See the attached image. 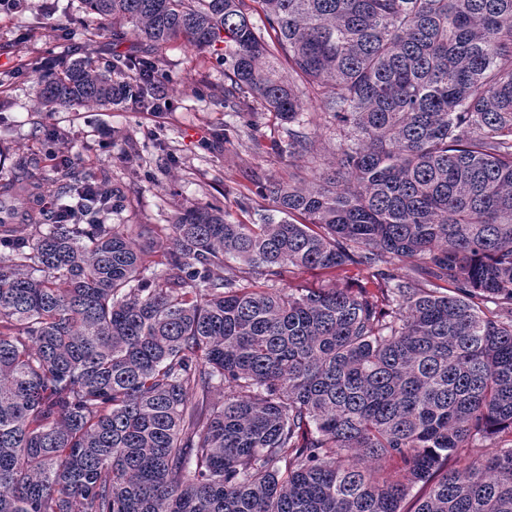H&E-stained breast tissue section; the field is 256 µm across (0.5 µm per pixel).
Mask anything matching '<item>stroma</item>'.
Instances as JSON below:
<instances>
[{
	"label": "stroma",
	"mask_w": 512,
	"mask_h": 512,
	"mask_svg": "<svg viewBox=\"0 0 512 512\" xmlns=\"http://www.w3.org/2000/svg\"><path fill=\"white\" fill-rule=\"evenodd\" d=\"M67 36L70 58L136 52L134 38L114 42L83 0H22L0 10V181L11 179L23 157L37 160L31 173L46 185L56 178L54 154L75 167L109 172L141 224H170L188 208L224 207L246 224L272 210L261 184L297 176L314 179L326 171L338 141L318 128L314 154L292 158L276 148L288 126L273 113L254 108L234 112L214 97L229 87L224 48L199 49L174 41L163 51L157 81L161 111L125 102L100 112L87 108L46 111L39 104L38 76L47 59L59 57L60 36ZM366 272L344 276L319 271L284 270L279 288H358Z\"/></svg>",
	"instance_id": "35a3bbf8"
}]
</instances>
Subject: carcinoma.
Masks as SVG:
<instances>
[{
    "instance_id": "obj_1",
    "label": "carcinoma",
    "mask_w": 512,
    "mask_h": 512,
    "mask_svg": "<svg viewBox=\"0 0 512 512\" xmlns=\"http://www.w3.org/2000/svg\"><path fill=\"white\" fill-rule=\"evenodd\" d=\"M83 2L145 48L63 62L42 106L151 109L166 43H223L290 156L305 98L340 143L259 224L184 210L157 260L56 156L79 204L0 219V512H402L419 483L414 512H512V0ZM287 267L377 291L268 287Z\"/></svg>"
}]
</instances>
